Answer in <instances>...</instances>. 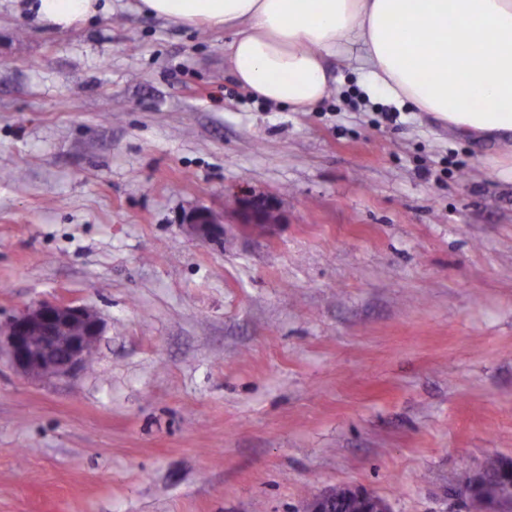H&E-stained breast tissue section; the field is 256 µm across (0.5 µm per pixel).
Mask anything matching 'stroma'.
Returning a JSON list of instances; mask_svg holds the SVG:
<instances>
[{"label":"stroma","instance_id":"obj_1","mask_svg":"<svg viewBox=\"0 0 512 512\" xmlns=\"http://www.w3.org/2000/svg\"><path fill=\"white\" fill-rule=\"evenodd\" d=\"M228 36L139 12L62 30L0 0V322L105 329L75 381L0 356V512H304L339 487L461 512L512 459V183L331 63L310 112L257 101ZM271 200V230L237 201ZM211 209L224 237L182 220Z\"/></svg>","mask_w":512,"mask_h":512}]
</instances>
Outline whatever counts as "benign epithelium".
<instances>
[{"label": "benign epithelium", "mask_w": 512, "mask_h": 512, "mask_svg": "<svg viewBox=\"0 0 512 512\" xmlns=\"http://www.w3.org/2000/svg\"><path fill=\"white\" fill-rule=\"evenodd\" d=\"M241 223L269 229L280 223L276 208L262 199L238 202ZM187 230L201 241L224 235V225L210 209L199 207L183 219ZM104 323L93 309L74 303L42 301L25 307L5 325H0V348H5L11 365L37 379H71L87 370L91 354L102 335ZM483 492L495 512L506 501L495 481L480 471L473 475L472 489L457 496L469 503L471 491ZM345 495L362 506L361 512H391L387 501L362 488H345ZM336 492L313 497L305 512H335Z\"/></svg>", "instance_id": "1"}]
</instances>
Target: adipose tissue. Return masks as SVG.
<instances>
[{"instance_id":"ef3b65f1","label":"adipose tissue","mask_w":512,"mask_h":512,"mask_svg":"<svg viewBox=\"0 0 512 512\" xmlns=\"http://www.w3.org/2000/svg\"><path fill=\"white\" fill-rule=\"evenodd\" d=\"M66 29L99 0H34ZM139 11L231 36L238 85L307 112L331 92L329 59L360 51L366 92L433 115L463 138H490L495 176L512 183V0H140Z\"/></svg>"}]
</instances>
